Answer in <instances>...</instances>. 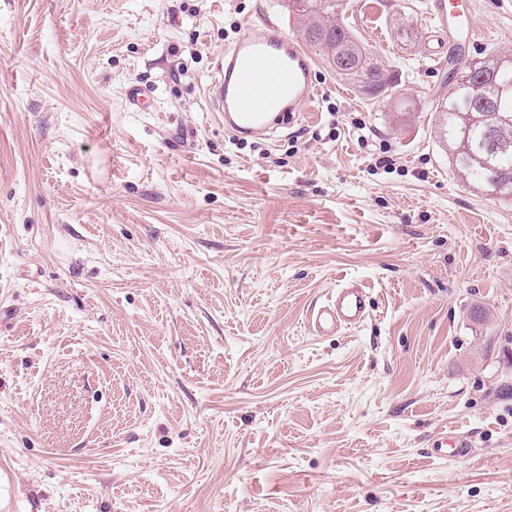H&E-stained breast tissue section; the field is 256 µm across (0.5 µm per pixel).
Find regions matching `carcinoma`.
Returning <instances> with one entry per match:
<instances>
[{
  "instance_id": "1",
  "label": "carcinoma",
  "mask_w": 512,
  "mask_h": 512,
  "mask_svg": "<svg viewBox=\"0 0 512 512\" xmlns=\"http://www.w3.org/2000/svg\"><path fill=\"white\" fill-rule=\"evenodd\" d=\"M343 10V0H308L305 12L292 13L297 35L367 99H392L398 79L341 20ZM485 58L480 75L459 76L448 96L434 103L441 114L438 138L448 146V163L463 180L487 196L512 201V124L493 115L499 110L512 116V65L499 62L496 53Z\"/></svg>"
}]
</instances>
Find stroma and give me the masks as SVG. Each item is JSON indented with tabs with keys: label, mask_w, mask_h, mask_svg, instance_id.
<instances>
[{
	"label": "stroma",
	"mask_w": 512,
	"mask_h": 512,
	"mask_svg": "<svg viewBox=\"0 0 512 512\" xmlns=\"http://www.w3.org/2000/svg\"><path fill=\"white\" fill-rule=\"evenodd\" d=\"M473 2L431 62L427 0H347L398 101L319 61L308 111L235 140L204 89L246 25L294 34L285 0H0L10 512H512V202L431 109L449 64L512 56V0ZM344 281L367 319L316 336ZM444 426L470 461L428 457Z\"/></svg>",
	"instance_id": "1"
}]
</instances>
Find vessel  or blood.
Instances as JSON below:
<instances>
[{
    "instance_id": "1",
    "label": "vessel or blood",
    "mask_w": 512,
    "mask_h": 512,
    "mask_svg": "<svg viewBox=\"0 0 512 512\" xmlns=\"http://www.w3.org/2000/svg\"><path fill=\"white\" fill-rule=\"evenodd\" d=\"M428 19L435 33L456 41H474L473 25L464 22L455 0H429ZM318 93L311 55L273 22L247 25L215 62V76L205 90L212 111L234 135H266L275 112H299ZM370 296L352 282L340 285L315 305L309 323L318 336H334L360 327ZM474 442L467 433L445 430L432 440L434 458L468 460Z\"/></svg>"
}]
</instances>
